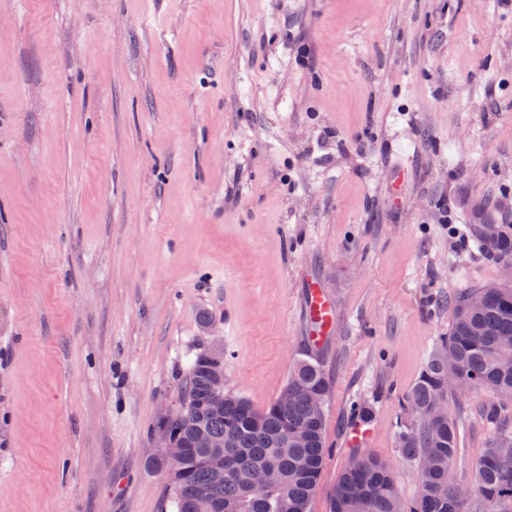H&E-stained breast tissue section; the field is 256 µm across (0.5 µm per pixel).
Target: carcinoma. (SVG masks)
Instances as JSON below:
<instances>
[{
  "instance_id": "1",
  "label": "carcinoma",
  "mask_w": 512,
  "mask_h": 512,
  "mask_svg": "<svg viewBox=\"0 0 512 512\" xmlns=\"http://www.w3.org/2000/svg\"><path fill=\"white\" fill-rule=\"evenodd\" d=\"M477 240L499 257L512 256V234L497 228L493 239L478 232ZM481 293L483 306L467 308L470 295ZM439 349L448 350V361L432 355L403 400L404 421L397 435L402 460H425L418 472L419 493L405 502L396 488L388 464L363 457L340 477L331 512H512V457L499 449L512 445V426L497 424L494 435L474 475L476 507L466 494L448 482V468L457 453V429L453 419L433 411L448 397V372L460 376L472 391L494 397L491 409L512 405V286L501 284L474 288L449 305L448 335ZM329 382L320 363L304 352L289 373L279 396L265 409H256L242 396H230L218 408L213 398L219 390L208 350L195 355L184 385L182 404L161 419L178 439L180 459L167 464L150 460V466L170 472L175 512H200L199 492L211 493L213 512H310V503L327 455L325 405ZM297 428L301 440L286 438ZM209 435L212 444L199 440ZM224 456V471L207 464L214 454ZM276 462L282 479L256 505L248 497L250 473L259 465Z\"/></svg>"
}]
</instances>
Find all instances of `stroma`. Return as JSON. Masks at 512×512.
<instances>
[{
  "label": "stroma",
  "mask_w": 512,
  "mask_h": 512,
  "mask_svg": "<svg viewBox=\"0 0 512 512\" xmlns=\"http://www.w3.org/2000/svg\"><path fill=\"white\" fill-rule=\"evenodd\" d=\"M490 221L512 224L497 0H0V512H174L146 462L191 361L220 345L225 391L267 407L307 276L336 307L310 512L365 454L414 500L403 398L450 298L501 279ZM489 402H448L466 487Z\"/></svg>",
  "instance_id": "35a3bbf8"
}]
</instances>
